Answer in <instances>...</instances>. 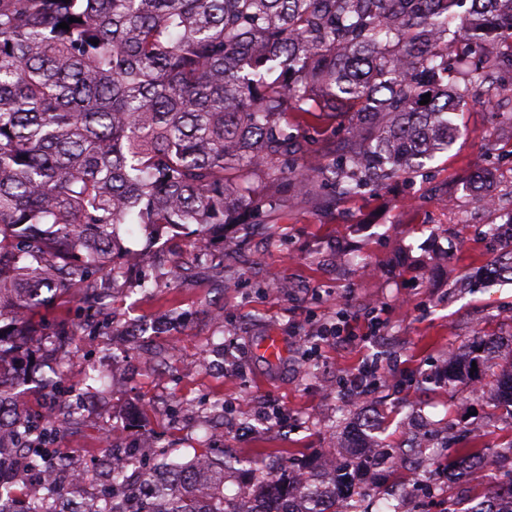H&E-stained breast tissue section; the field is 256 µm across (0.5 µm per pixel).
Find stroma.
Returning <instances> with one entry per match:
<instances>
[{"label":"stroma","instance_id":"obj_1","mask_svg":"<svg viewBox=\"0 0 512 512\" xmlns=\"http://www.w3.org/2000/svg\"><path fill=\"white\" fill-rule=\"evenodd\" d=\"M458 122L452 148L413 183L393 181L337 204L314 189L282 194L247 227L214 229L205 263L195 260L194 238L124 235L125 246L146 256L117 283L111 333L94 331L95 312L71 295L38 309L31 348L41 364L5 381L21 404L46 412L55 397L44 379L62 361L70 398L84 411L60 424L57 446L87 473L81 496L97 500V466L130 447L148 467L205 452L237 457L243 467L224 483L232 495L271 458L300 463L328 445L357 444L368 410L390 446L412 440L413 422L427 428L428 441L397 470L401 512H468L478 503L473 484L443 473L452 428H480L486 476L512 479V455L500 449L512 417L477 396L500 374L498 359L488 356L478 378L443 380L477 337L512 342V281L478 276L492 258L482 196L493 193L512 209V117L470 101ZM484 169L487 184L474 179ZM174 259L188 268L178 280L168 276ZM174 307L183 321L163 327ZM65 321L79 334L62 358L51 339ZM340 323L358 341L337 342ZM270 333L287 344L277 364L257 349ZM364 360L379 368L370 400L344 403L337 382ZM411 467L426 474L428 489L407 488Z\"/></svg>","mask_w":512,"mask_h":512}]
</instances>
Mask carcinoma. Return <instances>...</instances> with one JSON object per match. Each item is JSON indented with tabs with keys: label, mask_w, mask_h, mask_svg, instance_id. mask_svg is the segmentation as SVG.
Masks as SVG:
<instances>
[{
	"label": "carcinoma",
	"mask_w": 512,
	"mask_h": 512,
	"mask_svg": "<svg viewBox=\"0 0 512 512\" xmlns=\"http://www.w3.org/2000/svg\"><path fill=\"white\" fill-rule=\"evenodd\" d=\"M0 0V367L32 362V315L58 291L89 296L111 321L121 226L147 233L246 224L272 206L257 183L337 199L415 179L455 143L460 102L492 100L512 74V0ZM76 17L82 22H69ZM62 22L69 29H59ZM99 43H93V40ZM430 102L420 104L423 95ZM486 236L491 273L512 277V242ZM494 340L473 346L472 365ZM41 454L57 418L27 417L0 380V427ZM458 448L448 477L479 460ZM122 499L99 512H136ZM355 460L271 464L233 496L237 460L199 454L154 469L144 512H354L342 496ZM476 512H512V483L484 485Z\"/></svg>",
	"instance_id": "cac0c4a2"
}]
</instances>
